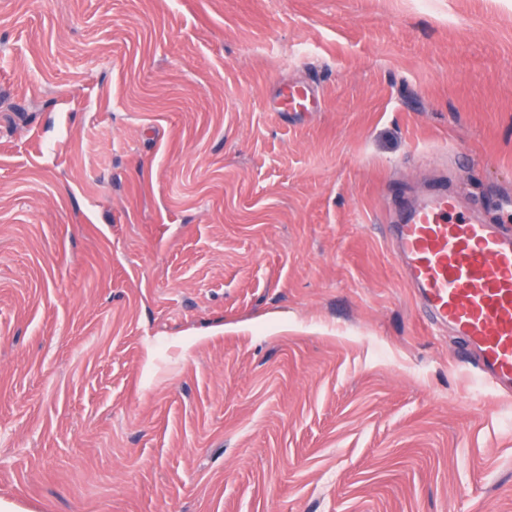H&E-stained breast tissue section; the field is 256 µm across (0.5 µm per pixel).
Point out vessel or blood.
I'll return each instance as SVG.
<instances>
[{
    "label": "vessel or blood",
    "instance_id": "obj_1",
    "mask_svg": "<svg viewBox=\"0 0 512 512\" xmlns=\"http://www.w3.org/2000/svg\"><path fill=\"white\" fill-rule=\"evenodd\" d=\"M392 237L434 323L464 339L486 384L511 393L512 231L436 191L403 206Z\"/></svg>",
    "mask_w": 512,
    "mask_h": 512
}]
</instances>
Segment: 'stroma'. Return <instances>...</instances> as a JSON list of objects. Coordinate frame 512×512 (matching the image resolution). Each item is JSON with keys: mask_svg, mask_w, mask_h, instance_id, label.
Wrapping results in <instances>:
<instances>
[{"mask_svg": "<svg viewBox=\"0 0 512 512\" xmlns=\"http://www.w3.org/2000/svg\"><path fill=\"white\" fill-rule=\"evenodd\" d=\"M436 188L512 225V0H0V503L512 512Z\"/></svg>", "mask_w": 512, "mask_h": 512, "instance_id": "stroma-1", "label": "stroma"}]
</instances>
